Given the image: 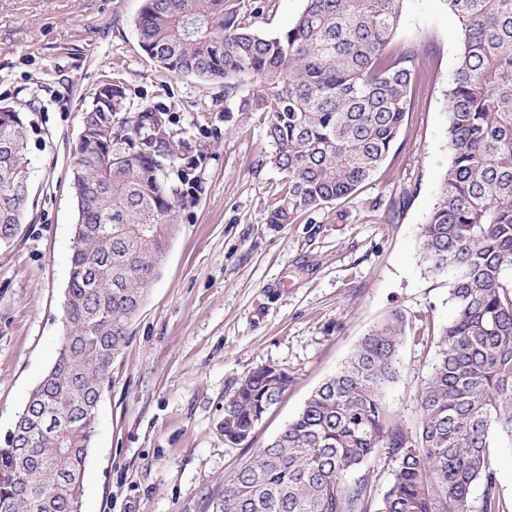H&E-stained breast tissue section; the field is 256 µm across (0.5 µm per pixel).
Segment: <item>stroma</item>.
<instances>
[{
  "label": "stroma",
  "mask_w": 512,
  "mask_h": 512,
  "mask_svg": "<svg viewBox=\"0 0 512 512\" xmlns=\"http://www.w3.org/2000/svg\"><path fill=\"white\" fill-rule=\"evenodd\" d=\"M143 0H0V105L26 123L30 200L0 245V445L53 363L76 222L70 188L82 113L120 82L126 106L164 108L195 159L176 234L103 392L81 512H212L225 480L334 375L361 338L405 317L399 377L383 402L408 429L435 361L430 331L453 314L420 231L448 166L446 91L459 43L444 0H408L395 47L415 46L413 107L388 159L347 200L271 224L285 182L262 114L237 112L221 84L154 67L139 46ZM304 0H240L254 31L289 27ZM270 366L288 388L248 441L224 442V403Z\"/></svg>",
  "instance_id": "obj_1"
}]
</instances>
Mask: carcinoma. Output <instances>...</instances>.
<instances>
[{
    "instance_id": "carcinoma-1",
    "label": "carcinoma",
    "mask_w": 512,
    "mask_h": 512,
    "mask_svg": "<svg viewBox=\"0 0 512 512\" xmlns=\"http://www.w3.org/2000/svg\"><path fill=\"white\" fill-rule=\"evenodd\" d=\"M285 31L239 19L238 0H144L139 45L155 67L224 86L237 111L261 112L286 187L268 223L294 224L340 203L374 176L412 105L415 49H392L407 0H304ZM459 53L447 92L448 167L420 231L426 269L449 280L454 313L434 336L415 432L382 401L398 377L405 319L368 332L299 414L224 482L212 512H367L361 473L391 463L379 512H505L491 448L512 440V0H445ZM102 84L83 112L72 192V244L57 357L0 446V512H74L97 425L98 392L128 345V324L167 254L183 193L169 169L185 142L163 111H126ZM26 126L0 105V244L14 240L28 195ZM288 386L250 372L224 403V443L246 441ZM484 490L471 505L477 483Z\"/></svg>"
}]
</instances>
